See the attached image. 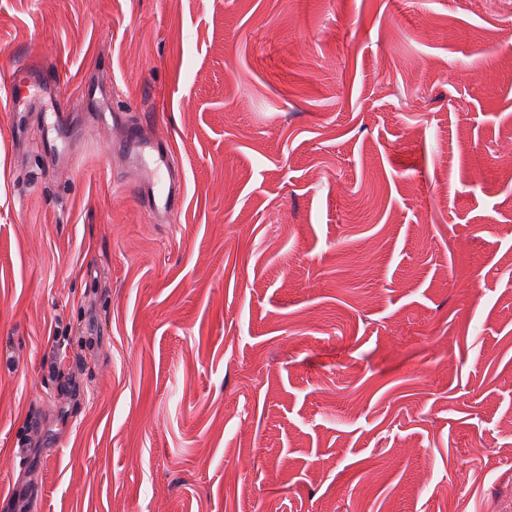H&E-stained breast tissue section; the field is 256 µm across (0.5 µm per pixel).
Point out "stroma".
<instances>
[{
	"instance_id": "1",
	"label": "stroma",
	"mask_w": 512,
	"mask_h": 512,
	"mask_svg": "<svg viewBox=\"0 0 512 512\" xmlns=\"http://www.w3.org/2000/svg\"><path fill=\"white\" fill-rule=\"evenodd\" d=\"M24 66L0 512H512V0H0ZM125 138L130 144L138 146L141 150L135 157V161L144 167L152 165L154 177L157 178V183L160 182L159 172L162 167L167 168V150L157 142L144 143L142 140L141 132L138 127L134 125H125ZM144 148H149L150 154L147 157ZM155 182L147 184H139L138 192L143 195L146 194L148 205L154 212L170 213L175 208H178L182 203L183 189L180 182L170 183L167 189L155 192Z\"/></svg>"
}]
</instances>
